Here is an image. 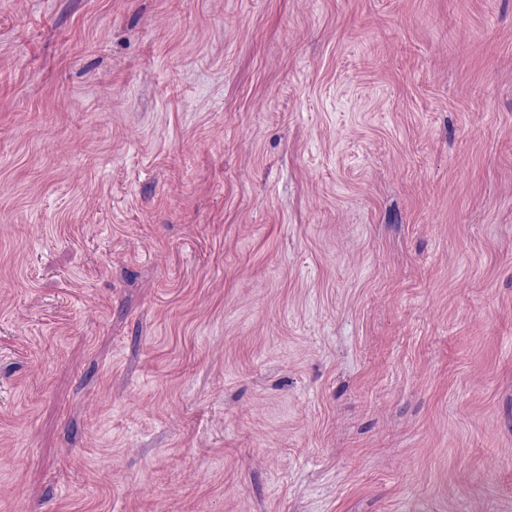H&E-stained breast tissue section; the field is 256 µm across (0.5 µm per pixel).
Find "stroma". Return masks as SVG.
Here are the masks:
<instances>
[{
  "label": "stroma",
  "instance_id": "obj_1",
  "mask_svg": "<svg viewBox=\"0 0 512 512\" xmlns=\"http://www.w3.org/2000/svg\"><path fill=\"white\" fill-rule=\"evenodd\" d=\"M0 512H512V0H0Z\"/></svg>",
  "mask_w": 512,
  "mask_h": 512
}]
</instances>
